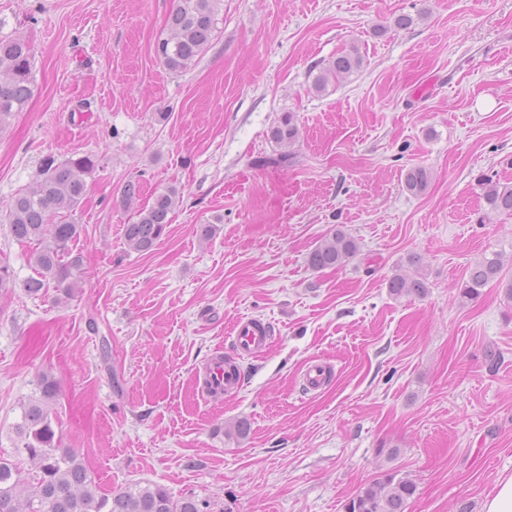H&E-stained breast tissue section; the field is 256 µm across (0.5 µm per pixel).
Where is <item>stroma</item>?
<instances>
[{
    "label": "stroma",
    "instance_id": "stroma-1",
    "mask_svg": "<svg viewBox=\"0 0 512 512\" xmlns=\"http://www.w3.org/2000/svg\"><path fill=\"white\" fill-rule=\"evenodd\" d=\"M175 4L0 0V38L34 52L33 95L0 128V265L15 282L0 294V455L45 372L59 445L104 492L345 512L395 471L417 484L408 512H483L512 474V299L461 284L495 252L512 278V215L477 185L512 186V0H223L183 73L154 52ZM401 14L415 24L395 27ZM353 45L362 68L314 93V67ZM285 112L301 136L279 167L269 130ZM48 154L100 165L74 216L75 288L33 296V247L5 213ZM415 165L431 173L419 195L404 185ZM170 186L171 223L130 250L124 224ZM339 229L357 256L310 267ZM397 272L422 274L426 294L392 297ZM244 317L271 325L269 347L238 359L236 394L201 395L197 369L231 353ZM314 360L333 378L313 394ZM240 417L249 435L227 438Z\"/></svg>",
    "mask_w": 512,
    "mask_h": 512
}]
</instances>
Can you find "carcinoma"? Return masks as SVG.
I'll return each mask as SVG.
<instances>
[{
  "instance_id": "cac0c4a2",
  "label": "carcinoma",
  "mask_w": 512,
  "mask_h": 512,
  "mask_svg": "<svg viewBox=\"0 0 512 512\" xmlns=\"http://www.w3.org/2000/svg\"><path fill=\"white\" fill-rule=\"evenodd\" d=\"M223 0H177L167 21V35L158 39L156 51L160 63L169 71L184 72L211 44L217 28V16ZM363 57L355 46L336 55L319 68L312 90L321 94L331 85L357 71ZM33 54L30 45L19 38H0V128L14 113L21 111L33 91ZM277 144L291 146L299 128L291 112L281 115L270 128ZM98 166L95 157L84 155L59 160L45 156L32 184L15 195L9 206L10 233L19 242L36 243L30 261L35 275L24 284L25 292L39 294L50 282L66 291L73 287L69 278L81 266V256L71 243L78 235L73 213L81 206L86 191V176ZM430 173L412 166L405 173V187L412 193L423 192ZM483 197L490 209L512 215V187L491 176L479 179ZM179 191L168 187L154 196L152 204L140 211L136 221L125 225L128 247L137 252L153 249L170 223ZM355 240L341 230L323 239L310 252L309 264L315 269L343 266L357 253ZM494 283L506 289L512 298V280L503 275L500 255L483 257L468 270L462 295L476 297ZM391 295L421 296L427 286L421 278L395 274L388 280ZM39 395L21 407L15 432L20 439L16 452L35 466L28 479L19 475L16 464L0 456V512H206L208 504L192 497L175 499L159 485H147L111 495L100 492L89 470L78 455L61 448L55 438L51 418L58 397L55 380L48 374L38 379ZM416 483L409 476L387 472L363 488L345 505L346 512H406L414 496Z\"/></svg>"
}]
</instances>
